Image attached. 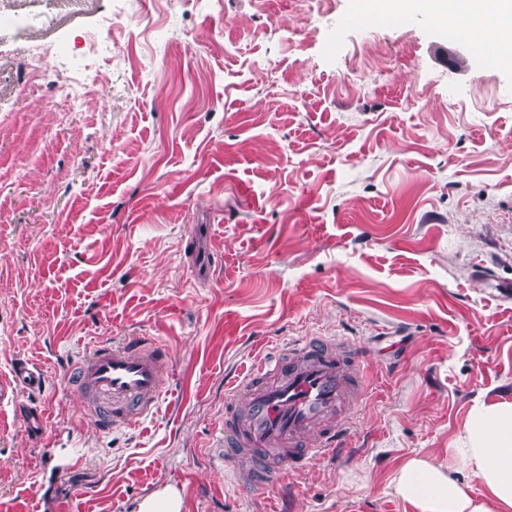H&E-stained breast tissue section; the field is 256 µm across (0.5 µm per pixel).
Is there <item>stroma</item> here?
<instances>
[{"mask_svg": "<svg viewBox=\"0 0 512 512\" xmlns=\"http://www.w3.org/2000/svg\"><path fill=\"white\" fill-rule=\"evenodd\" d=\"M141 2L0 0V512H414L397 467L512 399V68L358 0ZM141 335L156 409L101 431L67 371ZM303 336L366 355L348 445L241 490L224 395ZM181 493L172 487H165L145 497L136 512H182Z\"/></svg>", "mask_w": 512, "mask_h": 512, "instance_id": "1", "label": "stroma"}]
</instances>
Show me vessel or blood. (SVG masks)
<instances>
[{
  "instance_id": "1",
  "label": "vessel or blood",
  "mask_w": 512,
  "mask_h": 512,
  "mask_svg": "<svg viewBox=\"0 0 512 512\" xmlns=\"http://www.w3.org/2000/svg\"><path fill=\"white\" fill-rule=\"evenodd\" d=\"M148 336L103 341L74 366L70 381L84 413L104 429L136 422L153 408L168 367ZM363 355L324 336L290 341L260 360L225 396L218 457L241 488L276 486L288 473L347 445L339 416L366 390Z\"/></svg>"
}]
</instances>
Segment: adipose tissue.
<instances>
[{
	"label": "adipose tissue",
	"mask_w": 512,
	"mask_h": 512,
	"mask_svg": "<svg viewBox=\"0 0 512 512\" xmlns=\"http://www.w3.org/2000/svg\"><path fill=\"white\" fill-rule=\"evenodd\" d=\"M427 2L434 20L467 28L498 63L512 67V0ZM460 462L480 480L481 497L453 478L452 467ZM391 484L415 512H512V401H475L448 449L447 464L410 457Z\"/></svg>",
	"instance_id": "1"
}]
</instances>
